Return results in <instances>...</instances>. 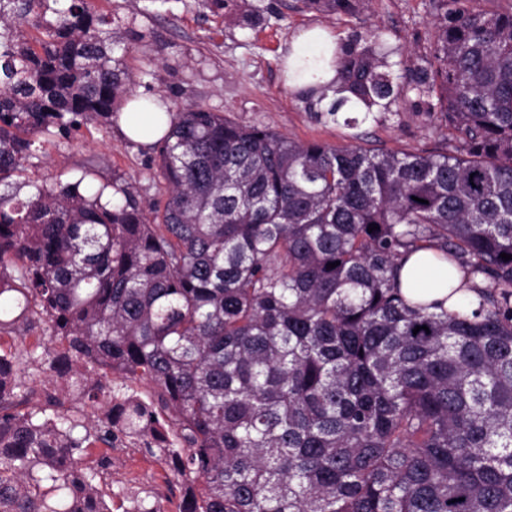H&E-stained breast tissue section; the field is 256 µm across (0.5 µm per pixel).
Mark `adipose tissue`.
Here are the masks:
<instances>
[{
  "label": "adipose tissue",
  "mask_w": 512,
  "mask_h": 512,
  "mask_svg": "<svg viewBox=\"0 0 512 512\" xmlns=\"http://www.w3.org/2000/svg\"><path fill=\"white\" fill-rule=\"evenodd\" d=\"M336 39L323 28L317 27L297 34L291 48L285 56V78L289 86L312 88L313 80L296 75L295 68L301 60H308L311 65H322V83H329L336 75ZM124 134L136 142H154L160 139L169 127L165 109L157 98L140 97L124 110L121 117ZM431 253L422 250L411 256L401 271L402 284L419 283L428 299L436 300L450 294V287H457L454 294L456 302H465L468 292L459 290L461 272L450 273L447 270H435L426 274L423 263Z\"/></svg>",
  "instance_id": "obj_1"
}]
</instances>
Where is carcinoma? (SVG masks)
<instances>
[{
	"mask_svg": "<svg viewBox=\"0 0 512 512\" xmlns=\"http://www.w3.org/2000/svg\"><path fill=\"white\" fill-rule=\"evenodd\" d=\"M209 4L264 21L252 0ZM36 6L54 15L38 50L15 33ZM429 7L406 81L399 48L355 32L336 52L342 96L296 94L354 128L412 93L450 131L432 151L300 142L191 105L167 110L161 206L84 175L0 191V332L37 318L62 347L0 353V512H112V496L161 512L152 489L103 490L109 457L87 461L157 421L145 449L171 451L180 512H512V0ZM128 52L96 0H0V185L40 135L112 121L135 96ZM422 249L478 281L474 298L407 299L399 272ZM28 370L63 373L104 417L56 397L18 411ZM138 378L157 406L129 391Z\"/></svg>",
	"mask_w": 512,
	"mask_h": 512,
	"instance_id": "1",
	"label": "carcinoma"
}]
</instances>
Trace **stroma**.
I'll list each match as a JSON object with an SVG mask.
<instances>
[{"label":"stroma","instance_id":"obj_1","mask_svg":"<svg viewBox=\"0 0 512 512\" xmlns=\"http://www.w3.org/2000/svg\"><path fill=\"white\" fill-rule=\"evenodd\" d=\"M296 0H256L264 22L250 28L210 7L207 0H98L101 12L119 17L130 32L125 66L135 93L163 97L171 107L200 105L243 125L269 127L298 141L335 146L357 143L384 150H429L445 127L421 107L397 101L382 122L357 132L317 121L307 103L284 81L283 59L300 31L322 27L344 38L379 30L401 46V69L414 67L434 28L427 0H371L353 16L300 11ZM90 173L95 183L120 177L147 203L162 200L164 182L152 145L135 143L118 123L91 120L68 136L41 140L36 159L12 181L28 196L32 183L52 185Z\"/></svg>","mask_w":512,"mask_h":512}]
</instances>
